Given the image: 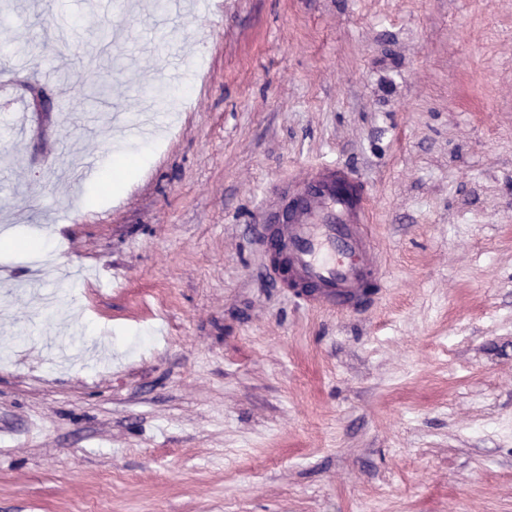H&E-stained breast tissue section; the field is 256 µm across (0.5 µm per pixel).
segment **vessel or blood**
I'll use <instances>...</instances> for the list:
<instances>
[{"mask_svg": "<svg viewBox=\"0 0 512 512\" xmlns=\"http://www.w3.org/2000/svg\"><path fill=\"white\" fill-rule=\"evenodd\" d=\"M273 194L275 203L260 207L254 222L283 286L314 308L368 307L379 263L363 183L336 163H321L299 181L275 186Z\"/></svg>", "mask_w": 512, "mask_h": 512, "instance_id": "1", "label": "vessel or blood"}]
</instances>
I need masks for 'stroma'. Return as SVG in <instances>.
<instances>
[{
	"instance_id": "1",
	"label": "stroma",
	"mask_w": 512,
	"mask_h": 512,
	"mask_svg": "<svg viewBox=\"0 0 512 512\" xmlns=\"http://www.w3.org/2000/svg\"><path fill=\"white\" fill-rule=\"evenodd\" d=\"M13 0L24 101L0 103V512H512V0ZM124 40L99 55L98 24ZM139 112L109 157L82 89ZM324 160L371 196L386 288L298 303L251 218ZM162 117L161 113L134 116L131 125L128 126L129 135L135 139L147 138L151 129L161 126Z\"/></svg>"
}]
</instances>
